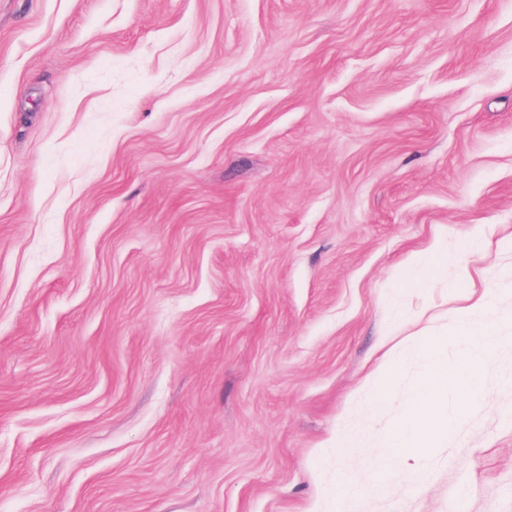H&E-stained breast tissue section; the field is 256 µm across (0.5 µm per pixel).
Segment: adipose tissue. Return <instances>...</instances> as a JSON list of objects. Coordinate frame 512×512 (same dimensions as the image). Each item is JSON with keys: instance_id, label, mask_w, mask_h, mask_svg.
<instances>
[{"instance_id": "obj_1", "label": "adipose tissue", "mask_w": 512, "mask_h": 512, "mask_svg": "<svg viewBox=\"0 0 512 512\" xmlns=\"http://www.w3.org/2000/svg\"><path fill=\"white\" fill-rule=\"evenodd\" d=\"M458 349V359L448 363L441 354L448 345ZM488 337L460 316L454 331L428 340L423 350L431 357L429 372L413 397L403 422L388 427L383 444L411 475L434 448L447 438L480 396L479 382L487 363Z\"/></svg>"}]
</instances>
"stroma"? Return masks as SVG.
I'll return each mask as SVG.
<instances>
[{
    "mask_svg": "<svg viewBox=\"0 0 512 512\" xmlns=\"http://www.w3.org/2000/svg\"><path fill=\"white\" fill-rule=\"evenodd\" d=\"M0 512H512V0H0ZM448 344L458 348V359L453 364L440 357ZM489 345V338L472 327L466 314L459 317L454 331L424 344V352L431 357L429 372L413 397L405 420L388 427L383 435V448H390L393 459L410 468L413 480L424 459L478 400ZM448 379L453 382L448 384Z\"/></svg>",
    "mask_w": 512,
    "mask_h": 512,
    "instance_id": "stroma-1",
    "label": "stroma"
}]
</instances>
